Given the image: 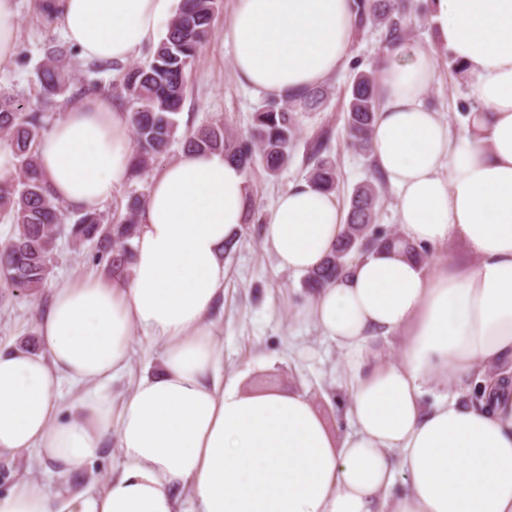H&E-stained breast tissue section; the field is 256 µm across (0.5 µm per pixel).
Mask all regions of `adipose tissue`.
Listing matches in <instances>:
<instances>
[{
    "instance_id": "1",
    "label": "adipose tissue",
    "mask_w": 512,
    "mask_h": 512,
    "mask_svg": "<svg viewBox=\"0 0 512 512\" xmlns=\"http://www.w3.org/2000/svg\"><path fill=\"white\" fill-rule=\"evenodd\" d=\"M176 2L51 0V14L81 59L123 65L158 43ZM432 16L476 109L452 133L426 103L435 55L399 42L379 72L371 148L402 238L459 242L467 257L428 267L375 250L297 306L349 370L348 431L334 434L306 393H249L223 376L207 316L252 188L222 153L191 152L150 175L127 274L58 284L42 351L0 349V453L36 451L67 477L112 442L119 469L64 497L21 481L0 512H512V0H434ZM355 19L354 0H233L238 81L290 100L321 87L345 67ZM131 128L106 93L69 102L37 153L53 201L113 199L131 177ZM346 216L335 194L300 183L277 197L263 246L308 274ZM138 330L162 355L116 404L101 388L128 368ZM392 336L388 360L378 344ZM64 381L84 393L62 400Z\"/></svg>"
}]
</instances>
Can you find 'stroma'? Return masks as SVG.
I'll use <instances>...</instances> for the list:
<instances>
[{
  "instance_id": "stroma-1",
  "label": "stroma",
  "mask_w": 512,
  "mask_h": 512,
  "mask_svg": "<svg viewBox=\"0 0 512 512\" xmlns=\"http://www.w3.org/2000/svg\"><path fill=\"white\" fill-rule=\"evenodd\" d=\"M43 0H18L20 49L13 60L0 66V88L23 94L29 109L41 111L35 86V70L42 63L48 44L61 45L65 39L57 27L46 25ZM224 12L188 75V98L181 114L191 125L221 119L240 135H248L252 117L263 99L260 92L242 85L235 77L232 51L225 37L226 13L232 0H223ZM382 34L368 28L355 35L348 62L327 84L328 98L316 110L302 113L294 158L277 176L256 169L251 177L252 204L256 213L247 221L241 239L226 255L224 294L209 319L224 347V370L238 374L251 391H303L336 434L348 428L344 417L347 393L340 375L341 359L335 346L324 340L313 323L295 319L293 309L304 290L302 280L278 268L262 244L265 219L277 195L305 180L308 167L306 143L327 134V152L335 162L340 180V199L370 179L375 165L369 154L354 150L346 134L347 91L356 73L370 69L382 57ZM438 80L428 94L429 106L445 113L453 131L462 128V107L468 104V78L458 73L450 54L436 53ZM91 249L73 250L66 236H59L53 255L51 284L57 285L91 274L108 279L103 266L92 259ZM49 291L23 293L0 287V347L25 345L39 348L38 314L47 305ZM136 354L129 375L105 389L120 400L144 371L154 369L162 346L148 336H137ZM119 463L107 450L81 472L57 477L37 467L32 452L0 455V495L14 484L33 477L45 481L66 495L92 482H101Z\"/></svg>"
}]
</instances>
